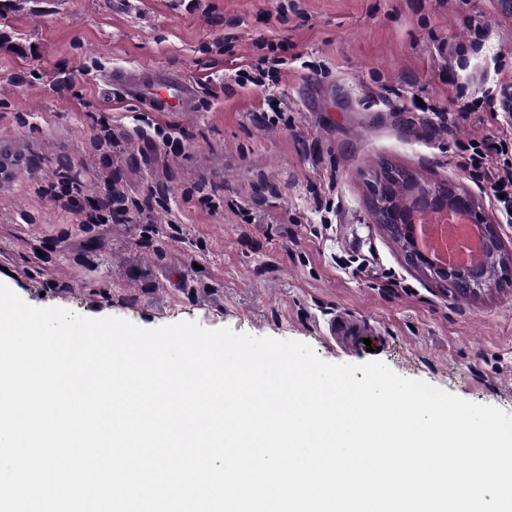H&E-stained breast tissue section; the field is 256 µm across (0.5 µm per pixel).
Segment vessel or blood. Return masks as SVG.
<instances>
[{
	"instance_id": "1",
	"label": "vessel or blood",
	"mask_w": 512,
	"mask_h": 512,
	"mask_svg": "<svg viewBox=\"0 0 512 512\" xmlns=\"http://www.w3.org/2000/svg\"><path fill=\"white\" fill-rule=\"evenodd\" d=\"M106 82L123 100L154 112H194L199 108V85L180 73L116 67L107 74Z\"/></svg>"
}]
</instances>
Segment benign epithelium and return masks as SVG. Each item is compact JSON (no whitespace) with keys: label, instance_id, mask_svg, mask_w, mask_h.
I'll return each mask as SVG.
<instances>
[{"label":"benign epithelium","instance_id":"obj_1","mask_svg":"<svg viewBox=\"0 0 512 512\" xmlns=\"http://www.w3.org/2000/svg\"><path fill=\"white\" fill-rule=\"evenodd\" d=\"M396 177L392 169L371 185L378 222L395 239L401 241L408 261L431 279L447 283L462 296H475L504 278H512V257L505 254L496 225L478 210L472 197L455 185H426L413 182L409 206L402 208L390 202L389 180ZM453 211L476 225L482 242L481 255L471 263L441 261L422 247L418 240L417 220L429 213Z\"/></svg>","mask_w":512,"mask_h":512}]
</instances>
